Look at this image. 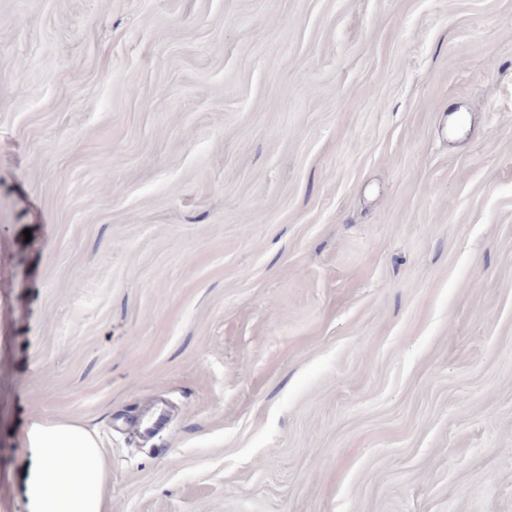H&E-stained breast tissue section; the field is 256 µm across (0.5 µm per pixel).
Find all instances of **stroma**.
<instances>
[{"instance_id":"stroma-1","label":"stroma","mask_w":512,"mask_h":512,"mask_svg":"<svg viewBox=\"0 0 512 512\" xmlns=\"http://www.w3.org/2000/svg\"><path fill=\"white\" fill-rule=\"evenodd\" d=\"M33 416L106 512H512V0H0V512Z\"/></svg>"}]
</instances>
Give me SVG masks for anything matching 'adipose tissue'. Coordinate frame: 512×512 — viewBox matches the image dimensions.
<instances>
[{
    "mask_svg": "<svg viewBox=\"0 0 512 512\" xmlns=\"http://www.w3.org/2000/svg\"><path fill=\"white\" fill-rule=\"evenodd\" d=\"M16 441L28 463V512H105V471L93 433L65 418L36 416Z\"/></svg>",
    "mask_w": 512,
    "mask_h": 512,
    "instance_id": "ef3b65f1",
    "label": "adipose tissue"
}]
</instances>
